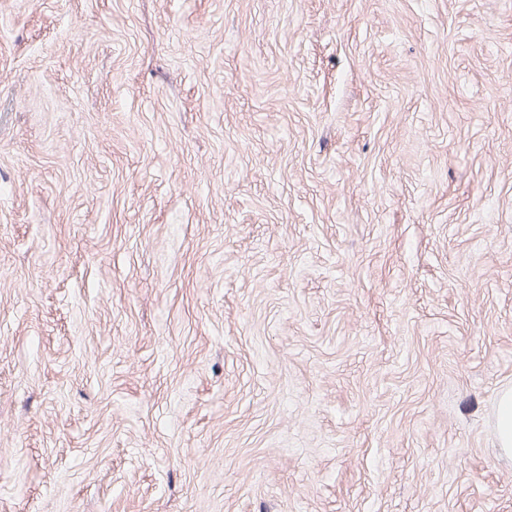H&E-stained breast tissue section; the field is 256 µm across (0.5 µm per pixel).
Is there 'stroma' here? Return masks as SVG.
I'll return each instance as SVG.
<instances>
[{"mask_svg":"<svg viewBox=\"0 0 512 512\" xmlns=\"http://www.w3.org/2000/svg\"><path fill=\"white\" fill-rule=\"evenodd\" d=\"M512 0H0V512H512ZM495 428L499 447L512 456V389L505 390L498 400Z\"/></svg>","mask_w":512,"mask_h":512,"instance_id":"obj_1","label":"stroma"}]
</instances>
